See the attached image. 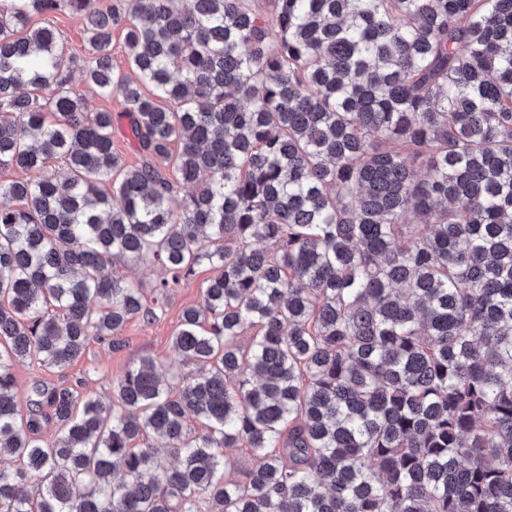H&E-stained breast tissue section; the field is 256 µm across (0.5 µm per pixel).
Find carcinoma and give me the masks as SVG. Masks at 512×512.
Wrapping results in <instances>:
<instances>
[{
  "mask_svg": "<svg viewBox=\"0 0 512 512\" xmlns=\"http://www.w3.org/2000/svg\"><path fill=\"white\" fill-rule=\"evenodd\" d=\"M266 2L0 0V512H512V0ZM62 10L137 166L29 27ZM202 263L196 372L143 358L109 407L39 380L21 413L14 364L118 345ZM71 87L76 96L82 99L89 112H112L114 123L112 128L113 147L127 165L137 164L141 155L136 145L128 140L125 134L127 120L121 116V112L124 110L122 98L119 95L112 96V99L99 97L91 86L83 80L79 70L74 72ZM115 274L122 276L125 280L140 282L144 285V290L150 292L151 286L165 277V270L158 264H116L108 266Z\"/></svg>",
  "mask_w": 512,
  "mask_h": 512,
  "instance_id": "carcinoma-1",
  "label": "carcinoma"
}]
</instances>
